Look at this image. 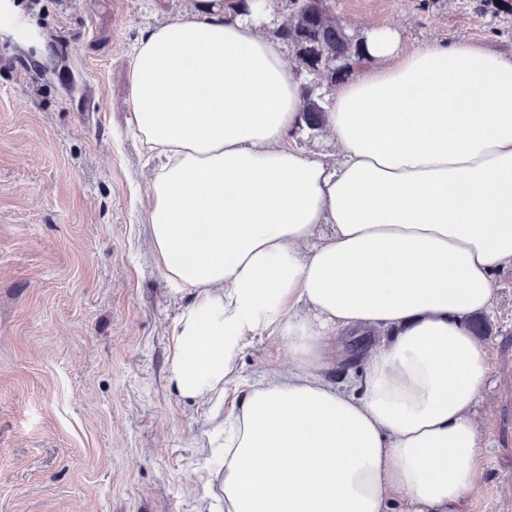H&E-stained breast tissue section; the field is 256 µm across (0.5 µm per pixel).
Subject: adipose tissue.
Returning a JSON list of instances; mask_svg holds the SVG:
<instances>
[{
  "instance_id": "1",
  "label": "adipose tissue",
  "mask_w": 512,
  "mask_h": 512,
  "mask_svg": "<svg viewBox=\"0 0 512 512\" xmlns=\"http://www.w3.org/2000/svg\"><path fill=\"white\" fill-rule=\"evenodd\" d=\"M271 11L184 12L131 64L133 124L160 160L144 205L155 263L193 296L171 381L209 400L248 337L285 349L208 451L225 512H461L489 375L467 320L512 267V59L369 24L368 64L330 91L334 149L316 152L295 141L302 82ZM0 27L43 44L13 0ZM354 331L375 343L351 391L328 373Z\"/></svg>"
}]
</instances>
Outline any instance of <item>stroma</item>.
I'll return each instance as SVG.
<instances>
[{"instance_id":"35a3bbf8","label":"stroma","mask_w":512,"mask_h":512,"mask_svg":"<svg viewBox=\"0 0 512 512\" xmlns=\"http://www.w3.org/2000/svg\"><path fill=\"white\" fill-rule=\"evenodd\" d=\"M42 51L0 30V512H208L215 415L169 380L191 296L154 264L144 202L153 166L129 129L143 34L198 0H16ZM350 29L402 23L408 43L465 37L512 54V12L481 0H336ZM474 408L479 474L463 512H512V269L498 273ZM285 352L254 336L253 380Z\"/></svg>"}]
</instances>
